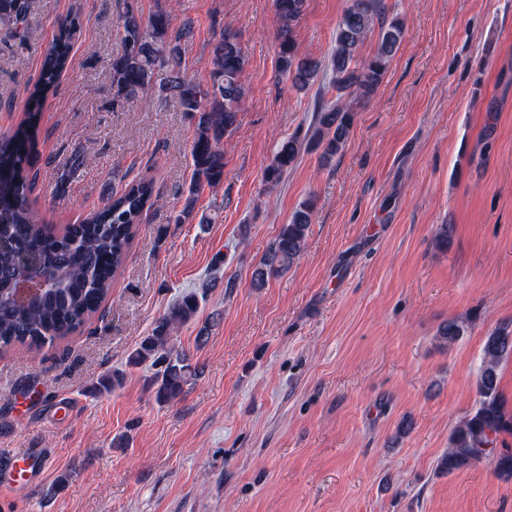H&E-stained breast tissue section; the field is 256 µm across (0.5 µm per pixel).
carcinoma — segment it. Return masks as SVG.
<instances>
[{
  "label": "carcinoma",
  "mask_w": 512,
  "mask_h": 512,
  "mask_svg": "<svg viewBox=\"0 0 512 512\" xmlns=\"http://www.w3.org/2000/svg\"><path fill=\"white\" fill-rule=\"evenodd\" d=\"M273 6L279 22L278 68L293 87L303 91L314 84L321 71L318 60L298 55L296 48L294 26L304 11L305 0H273ZM30 7V0H0V29L24 41ZM81 26L78 11L59 24L58 33L44 52L31 104H40L57 86L70 63L73 41ZM117 31L120 48L112 55L111 63L114 97L121 101L154 96L172 99L193 125L191 184L184 208L174 217V223L186 224L196 218L198 191L204 186L215 188L224 181L221 143L234 129L245 96L246 58L240 35L226 30L214 43L213 69L209 81L203 84L188 75L183 58L182 43L189 27L175 26L165 8L159 6L145 17L127 7L120 14ZM375 31V50L367 57L361 56L360 49ZM403 33V18L389 13L384 0H348L336 27L332 55L336 97L318 104L310 138L294 133L280 141L265 170L268 184L278 185L304 149L312 146L322 150L325 160L342 152L353 124L352 102L367 101L376 93ZM27 129L23 124L11 133L0 134V239L4 241L0 248V350L17 345L37 350L80 331L108 296L112 281L123 270L144 211L157 201L153 180L139 177L112 187L105 204L79 224H68L56 232L38 223L29 204L35 178L30 175L32 134ZM313 207V201L304 202L281 226L254 271L256 286L286 271L299 258ZM24 258L51 282L37 302L27 306L15 299L18 280L27 270L22 264ZM197 311V295L183 296L128 356L131 366L148 362L156 368L152 386L160 402L175 401L196 376L189 356L175 347L174 334ZM466 329L465 321L451 320L439 329L438 336L446 343L453 342ZM511 354L509 321L501 323L487 338L477 407L451 431L448 451L437 461L438 471L452 473L490 459L499 474L512 477V452L493 453L497 437L512 433V409L499 391L497 373L499 363Z\"/></svg>",
  "instance_id": "obj_1"
}]
</instances>
